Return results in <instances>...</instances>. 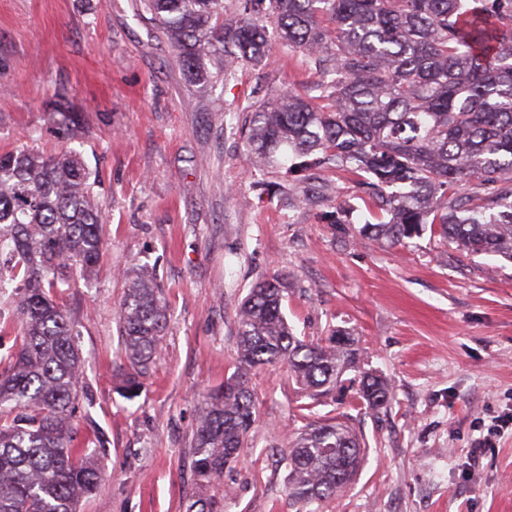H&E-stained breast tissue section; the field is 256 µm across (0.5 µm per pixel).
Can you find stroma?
<instances>
[{
    "mask_svg": "<svg viewBox=\"0 0 512 512\" xmlns=\"http://www.w3.org/2000/svg\"><path fill=\"white\" fill-rule=\"evenodd\" d=\"M310 78L274 40L264 68L192 87L140 0H0V150L78 152L106 214L94 279L64 297L87 389L76 426L102 475L79 512H184L198 413L235 370L236 306L273 272L292 283L283 311L296 335L355 330L361 368L388 380L392 400L359 408L347 387L313 407L287 366L253 373L250 445L207 490L223 512H296L283 453L307 417L338 414L366 459L319 512H512V262L427 233H340L329 215L362 222L363 203L331 171L318 174L324 198L289 207L287 174L253 170L244 133L250 105ZM142 267L170 316L128 400L116 309L124 272Z\"/></svg>",
    "mask_w": 512,
    "mask_h": 512,
    "instance_id": "1",
    "label": "stroma"
}]
</instances>
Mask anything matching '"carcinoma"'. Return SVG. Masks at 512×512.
I'll return each mask as SVG.
<instances>
[{"label":"carcinoma","mask_w":512,"mask_h":512,"mask_svg":"<svg viewBox=\"0 0 512 512\" xmlns=\"http://www.w3.org/2000/svg\"><path fill=\"white\" fill-rule=\"evenodd\" d=\"M143 0L190 83L228 81L267 61L269 30L303 53L311 79L252 110L244 134L256 168L333 170L357 178L370 218L363 236L402 244L429 230L458 250L512 260V0ZM92 173L74 151L23 145L0 151V295L20 322L0 353V512H77L98 486L89 449L76 444L82 385L75 324L60 302L89 279L104 251V213ZM326 184H291V204ZM117 310L130 372L126 398L159 355L169 320L149 271L124 273ZM288 277H258L236 312L238 363L210 393L194 431L206 486L236 460L254 421L251 371L284 364L312 401L342 387L389 405V383L361 370L357 337L293 333L283 313ZM288 496L297 512L336 496L363 454L334 416L309 422L288 448Z\"/></svg>","instance_id":"cac0c4a2"}]
</instances>
